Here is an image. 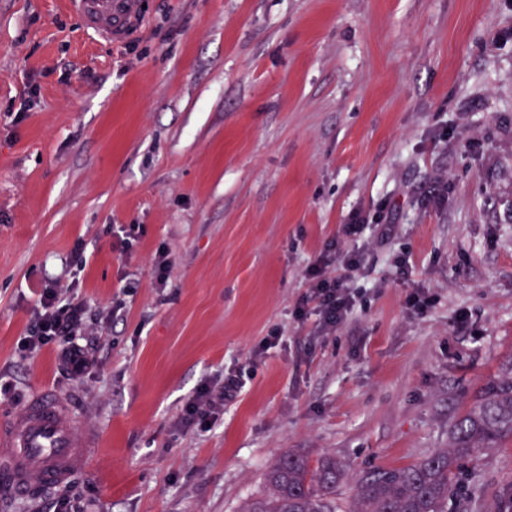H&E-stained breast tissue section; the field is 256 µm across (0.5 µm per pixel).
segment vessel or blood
<instances>
[{
  "instance_id": "1",
  "label": "vessel or blood",
  "mask_w": 512,
  "mask_h": 512,
  "mask_svg": "<svg viewBox=\"0 0 512 512\" xmlns=\"http://www.w3.org/2000/svg\"><path fill=\"white\" fill-rule=\"evenodd\" d=\"M91 37L128 39L143 14L142 0H64ZM92 442L80 434L59 394L36 388L17 413L0 417V497L37 499L68 483L91 460Z\"/></svg>"
}]
</instances>
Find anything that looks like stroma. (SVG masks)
Instances as JSON below:
<instances>
[{"mask_svg": "<svg viewBox=\"0 0 512 512\" xmlns=\"http://www.w3.org/2000/svg\"><path fill=\"white\" fill-rule=\"evenodd\" d=\"M144 2L113 45L63 0H0V415L43 386L98 445L69 487L0 512L66 494L86 512H239L290 449L345 465L347 507L363 474L447 447L512 374V0ZM356 214L362 237L343 238ZM120 224L140 227L128 255ZM78 239L73 296L125 306L74 378L17 342ZM334 239L361 262L351 316L322 337L293 310ZM245 365L211 429H185L201 382ZM475 468L449 512H512V438Z\"/></svg>", "mask_w": 512, "mask_h": 512, "instance_id": "1", "label": "stroma"}]
</instances>
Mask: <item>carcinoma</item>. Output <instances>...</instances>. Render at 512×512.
<instances>
[{"label": "carcinoma", "mask_w": 512, "mask_h": 512, "mask_svg": "<svg viewBox=\"0 0 512 512\" xmlns=\"http://www.w3.org/2000/svg\"><path fill=\"white\" fill-rule=\"evenodd\" d=\"M512 437V376L488 383L450 429L449 447L403 468L378 469L356 484L347 512H448L461 468ZM345 475L333 456L310 464L295 450L265 474L267 493L242 512H337L336 487Z\"/></svg>", "instance_id": "obj_1"}]
</instances>
